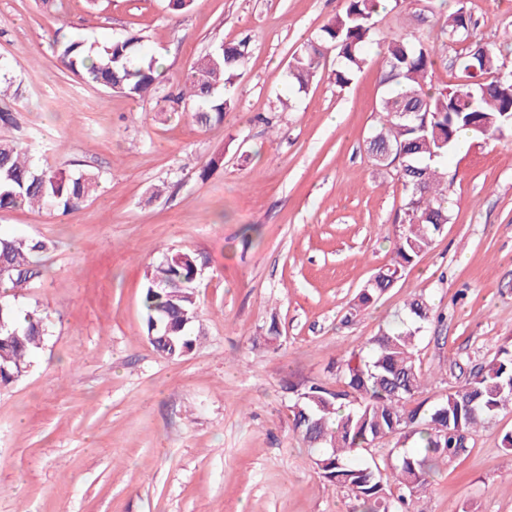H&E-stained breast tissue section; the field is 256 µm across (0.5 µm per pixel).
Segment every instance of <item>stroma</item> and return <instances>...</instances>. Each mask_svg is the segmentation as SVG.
Returning <instances> with one entry per match:
<instances>
[{"label":"stroma","mask_w":512,"mask_h":512,"mask_svg":"<svg viewBox=\"0 0 512 512\" xmlns=\"http://www.w3.org/2000/svg\"><path fill=\"white\" fill-rule=\"evenodd\" d=\"M471 41L512 70V0H389L377 30L436 40L458 5ZM344 0H0V99L16 141L51 164L101 176L67 214L0 211V235L45 242L43 276L9 291L50 326L34 362L0 390V512H357L319 477L294 432L289 385L339 386L337 367L426 296L441 320L418 342L432 402L512 343V135L447 164L450 220L431 248L356 316L350 303L393 257L404 220L395 171L366 149L383 54L347 86L335 54L304 92L283 73ZM148 38L164 70L144 100L84 83L55 41ZM246 42L235 107L203 128L169 102L217 44ZM291 97L281 109L279 98ZM202 260L199 340L170 359L143 329L146 274L170 251ZM278 335H270V324ZM512 411L440 465L425 512H512Z\"/></svg>","instance_id":"35a3bbf8"}]
</instances>
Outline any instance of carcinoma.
I'll list each match as a JSON object with an SVG mask.
<instances>
[{"label": "carcinoma", "instance_id": "obj_1", "mask_svg": "<svg viewBox=\"0 0 512 512\" xmlns=\"http://www.w3.org/2000/svg\"><path fill=\"white\" fill-rule=\"evenodd\" d=\"M385 8L381 0H345L342 14L293 55L286 73L288 83L304 91L324 50L332 48V75L337 85L345 86L366 64L370 48L384 47L378 125L367 150L375 161L394 166L405 191L404 221L395 236L391 263L361 289L350 307L352 315L392 287L449 222L440 163L458 150V132L465 130L478 140L512 132V71L503 70L493 49L484 47L478 58L470 50L458 54L455 83L427 90L425 81L437 58L434 43L404 31L378 32L374 18ZM441 32L452 42L472 36L465 6L448 13ZM56 47L63 66L89 84L138 99L158 92L159 62L142 36L101 46L72 37L56 42ZM243 57L238 45H217L193 64L179 92L166 99L189 105L202 126L223 123L224 113L234 105L231 87ZM99 184L96 173L45 165L15 142L0 140V210L28 205L66 213L88 201ZM45 248L35 238L0 237V282L18 288L39 279L36 257ZM198 270L194 252L177 250L147 276L146 333L150 344L169 358L183 356L197 342L192 327L199 317ZM432 319L424 298L410 300L398 326L382 329L341 361L342 386L312 383L292 402L293 429L315 452L320 475L354 495L361 512H404L441 462L468 451L467 440L478 426L512 409V349L507 347L499 348L458 389L428 407L423 402L410 406L429 383L416 352ZM46 335L40 314L21 312L0 300L1 388L26 372ZM384 440L393 443L394 464L357 459L358 452L369 453Z\"/></svg>", "mask_w": 512, "mask_h": 512}]
</instances>
